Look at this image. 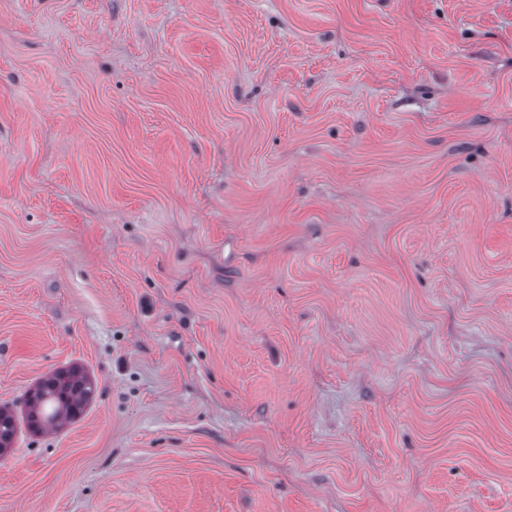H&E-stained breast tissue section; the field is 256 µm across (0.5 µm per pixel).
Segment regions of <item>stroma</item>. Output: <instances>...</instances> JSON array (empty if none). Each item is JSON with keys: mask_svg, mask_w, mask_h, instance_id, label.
<instances>
[{"mask_svg": "<svg viewBox=\"0 0 512 512\" xmlns=\"http://www.w3.org/2000/svg\"><path fill=\"white\" fill-rule=\"evenodd\" d=\"M0 512H512V0H0ZM97 388L96 379L78 364L38 380L27 393L20 414L0 407V456L11 448L21 423L33 434H45L78 420L94 400Z\"/></svg>", "mask_w": 512, "mask_h": 512, "instance_id": "1", "label": "stroma"}]
</instances>
